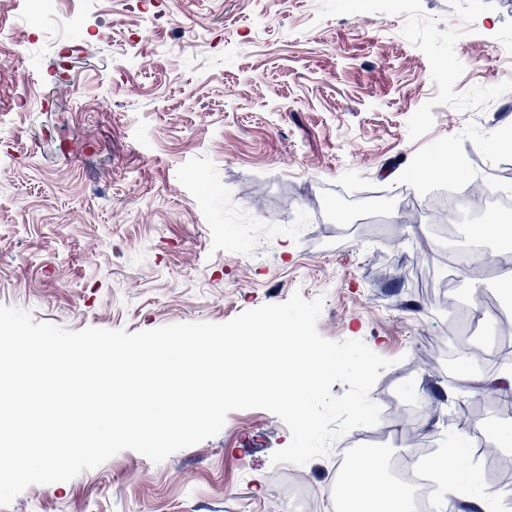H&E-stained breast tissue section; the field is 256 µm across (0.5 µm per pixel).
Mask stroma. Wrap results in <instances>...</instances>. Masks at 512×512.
Instances as JSON below:
<instances>
[{"label":"stroma","mask_w":512,"mask_h":512,"mask_svg":"<svg viewBox=\"0 0 512 512\" xmlns=\"http://www.w3.org/2000/svg\"><path fill=\"white\" fill-rule=\"evenodd\" d=\"M83 35L43 38L23 0H0V304L72 331L223 323L324 297L319 333L392 359L370 391L383 443L410 452L474 441L512 409L428 380L421 355L468 354V309L512 315L495 237L466 278L427 230L414 171L451 149L447 182L512 183L494 150L512 129V0H51ZM148 39L138 40L143 24ZM33 71L34 82L22 75ZM458 309H449L447 298ZM288 427L262 409L156 464L124 450L0 512H274V452ZM297 473L314 512H336L329 457Z\"/></svg>","instance_id":"1"}]
</instances>
